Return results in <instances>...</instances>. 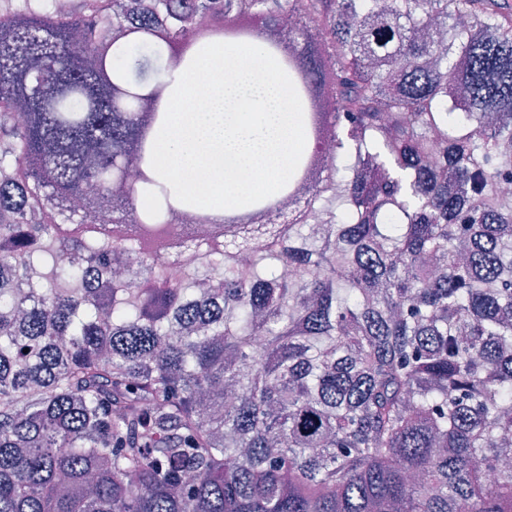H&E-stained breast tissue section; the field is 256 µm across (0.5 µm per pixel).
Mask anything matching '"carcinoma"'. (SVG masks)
<instances>
[{"mask_svg": "<svg viewBox=\"0 0 512 512\" xmlns=\"http://www.w3.org/2000/svg\"><path fill=\"white\" fill-rule=\"evenodd\" d=\"M223 38L306 142L221 218L151 152ZM508 182L505 2L0 0V512H512Z\"/></svg>", "mask_w": 512, "mask_h": 512, "instance_id": "obj_1", "label": "carcinoma"}]
</instances>
